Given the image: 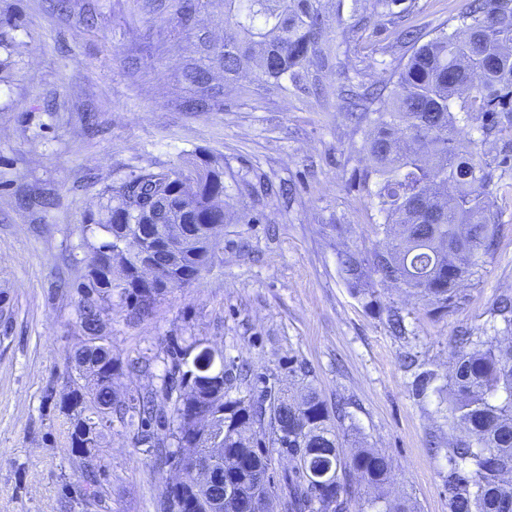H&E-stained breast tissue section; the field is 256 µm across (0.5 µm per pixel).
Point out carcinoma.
Wrapping results in <instances>:
<instances>
[{"instance_id": "1", "label": "carcinoma", "mask_w": 512, "mask_h": 512, "mask_svg": "<svg viewBox=\"0 0 512 512\" xmlns=\"http://www.w3.org/2000/svg\"><path fill=\"white\" fill-rule=\"evenodd\" d=\"M224 0V79L234 80L254 68L256 80L298 90L329 68L346 73L340 48L361 29L362 20L344 18L343 2L336 0ZM371 15L393 24L416 9V0H371ZM444 21L433 36L402 30L398 40L412 46L407 59L392 69L382 85L349 90L350 115L366 123L364 150L369 165L361 174L376 231L386 247L374 255L373 271L420 296L436 312H446L458 296L460 282L448 272L471 274L474 259L494 249V228L500 223L495 198L512 174V0H467L465 10ZM341 40L331 37V28ZM464 127L479 137L464 139ZM497 145L488 156L483 145ZM207 172L204 194H224V165L218 159L191 162ZM173 170H142L102 191L97 227L104 239L92 246L87 284L78 304L82 329L98 342L72 357L77 377L60 400V410L73 420L71 447L80 454L100 445L98 423L112 421L130 407L112 392V377L122 360L99 335L102 303L119 289L130 313L152 315L165 295L164 286L152 291L139 282V254L119 249L125 235L152 243L165 224H135L136 214L178 202ZM205 246L189 249L178 281L186 285L206 264ZM492 314L505 329L512 328V301L495 302ZM448 381L450 419L463 436L448 441V512H512V344L481 341L453 353ZM162 402L153 396L138 407L141 423L136 441L159 450L166 466L174 451L191 443L185 435L183 408L194 401L203 413L224 411V459L250 455L251 447L264 453L272 465V450L288 454L292 469L276 484L288 497V512H315V480L327 472L336 485V512H417L409 500L390 497L387 486L391 460L357 441L344 453L329 409L311 387L292 401L285 393L221 400L213 388L197 387L188 397L186 375L176 361L165 376ZM224 467L207 495L224 496Z\"/></svg>"}]
</instances>
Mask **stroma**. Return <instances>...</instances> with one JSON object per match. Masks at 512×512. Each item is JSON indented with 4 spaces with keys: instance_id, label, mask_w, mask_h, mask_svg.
<instances>
[{
    "instance_id": "stroma-1",
    "label": "stroma",
    "mask_w": 512,
    "mask_h": 512,
    "mask_svg": "<svg viewBox=\"0 0 512 512\" xmlns=\"http://www.w3.org/2000/svg\"><path fill=\"white\" fill-rule=\"evenodd\" d=\"M465 3L417 0L402 25L428 33ZM398 28L358 31L343 46L348 75L327 72L318 93L262 83L244 95L224 80V0H199L186 23L172 0H0V512H160L169 471L137 444L138 421L102 425L85 458L54 401L86 338L76 306L103 236L102 190L190 155L224 159V230L196 280L170 289L153 317L133 319L113 298L102 334L144 366L114 376L119 400L160 390L170 344L214 348L225 367H248L241 392L309 385L327 404L348 399L340 433L358 430L392 459L395 495L448 512L438 446L452 435L451 355L457 336L503 328L491 307L512 296V191L498 193L495 247L448 312L430 314L374 273L385 239L355 179L363 132L339 92L349 77L388 78L407 50ZM266 179L294 190L264 195ZM348 253L360 281L343 271ZM394 310L399 335L387 323ZM88 461L94 498L78 480Z\"/></svg>"
}]
</instances>
